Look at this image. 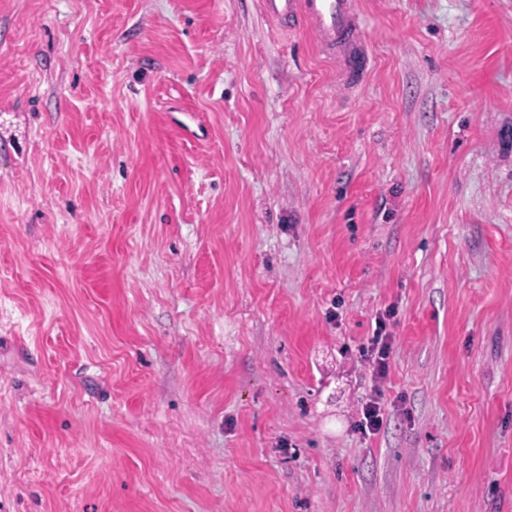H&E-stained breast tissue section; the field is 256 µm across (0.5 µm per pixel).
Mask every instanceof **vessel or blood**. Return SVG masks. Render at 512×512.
Wrapping results in <instances>:
<instances>
[{"mask_svg":"<svg viewBox=\"0 0 512 512\" xmlns=\"http://www.w3.org/2000/svg\"><path fill=\"white\" fill-rule=\"evenodd\" d=\"M267 21L306 27L322 52L336 65L341 86L349 92L362 84L370 58L358 14V0H260Z\"/></svg>","mask_w":512,"mask_h":512,"instance_id":"vessel-or-blood-1","label":"vessel or blood"}]
</instances>
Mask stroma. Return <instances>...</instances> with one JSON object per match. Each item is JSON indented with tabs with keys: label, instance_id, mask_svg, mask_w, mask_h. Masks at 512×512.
I'll list each match as a JSON object with an SVG mask.
<instances>
[{
	"label": "stroma",
	"instance_id": "obj_1",
	"mask_svg": "<svg viewBox=\"0 0 512 512\" xmlns=\"http://www.w3.org/2000/svg\"><path fill=\"white\" fill-rule=\"evenodd\" d=\"M358 2L0 0V512H512V0ZM267 21L288 29L306 26L322 52L336 64V75L348 92L362 84L370 58L357 0H260ZM379 331L374 336V348L372 349L373 353L377 351V356H375L374 362V370L376 374L380 377L384 376L388 369V357L390 352V345L386 342V336H382V332L385 329L382 323H379V327L377 328Z\"/></svg>",
	"mask_w": 512,
	"mask_h": 512
}]
</instances>
